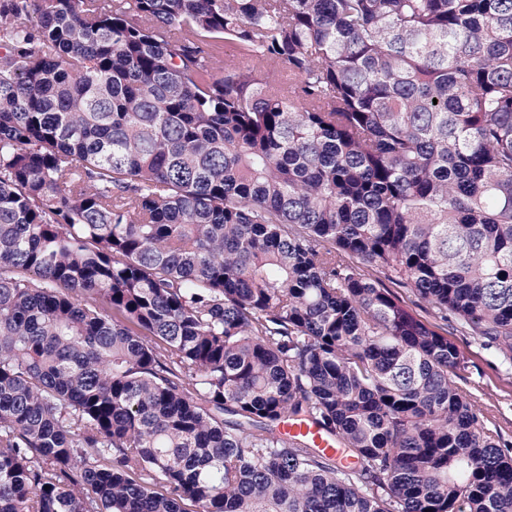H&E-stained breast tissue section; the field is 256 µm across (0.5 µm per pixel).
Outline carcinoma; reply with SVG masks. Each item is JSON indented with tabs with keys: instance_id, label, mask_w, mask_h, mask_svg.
Masks as SVG:
<instances>
[{
	"instance_id": "1",
	"label": "carcinoma",
	"mask_w": 512,
	"mask_h": 512,
	"mask_svg": "<svg viewBox=\"0 0 512 512\" xmlns=\"http://www.w3.org/2000/svg\"><path fill=\"white\" fill-rule=\"evenodd\" d=\"M450 319L512 353V0H0V512H512ZM280 432L297 442L310 446L311 448H325L326 452L341 458V450L316 424L306 422H288L282 424Z\"/></svg>"
}]
</instances>
